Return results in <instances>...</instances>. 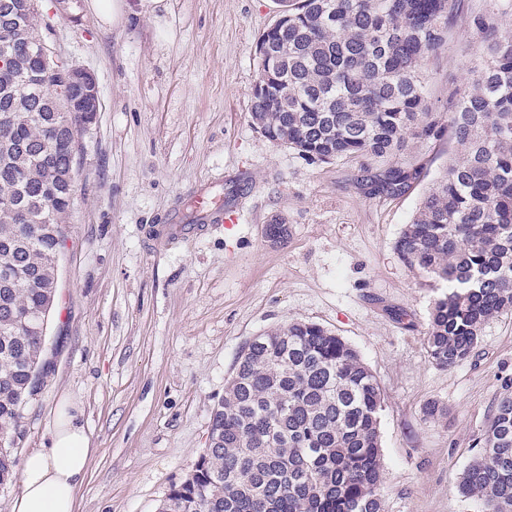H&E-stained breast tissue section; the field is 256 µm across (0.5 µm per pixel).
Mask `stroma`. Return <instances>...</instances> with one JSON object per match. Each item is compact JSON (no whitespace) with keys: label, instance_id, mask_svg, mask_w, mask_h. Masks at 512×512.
Returning <instances> with one entry per match:
<instances>
[{"label":"stroma","instance_id":"35a3bbf8","mask_svg":"<svg viewBox=\"0 0 512 512\" xmlns=\"http://www.w3.org/2000/svg\"><path fill=\"white\" fill-rule=\"evenodd\" d=\"M93 0H41L46 41L91 72L101 109L80 142L47 372L23 407L17 459L48 447L62 397L81 410L93 454L77 512H158L209 446L224 384L250 340L302 320L343 337L385 394L386 512H487L456 487L498 398L512 388V312L485 324L450 369L425 331L444 288L413 274L395 242L448 162L447 140H413L426 176L399 197L368 194L357 160L310 164L250 121L256 44L279 0H125L103 20ZM465 0L426 89L447 109L482 58ZM211 183L236 223L151 246L148 232L190 213ZM276 221L285 241L267 238ZM444 414L430 417L429 403Z\"/></svg>","mask_w":512,"mask_h":512}]
</instances>
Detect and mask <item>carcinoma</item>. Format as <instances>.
Returning a JSON list of instances; mask_svg holds the SVG:
<instances>
[{"mask_svg": "<svg viewBox=\"0 0 512 512\" xmlns=\"http://www.w3.org/2000/svg\"><path fill=\"white\" fill-rule=\"evenodd\" d=\"M33 0H0V489L15 478L21 408L36 391L58 299V254L73 203L74 132L95 113L26 40L47 27ZM258 55L251 121L311 163L367 158L370 195L401 196L422 176L410 139L454 152L395 248L448 283L425 332L451 368L483 325L512 312V31L500 8L470 15L485 55L453 110L433 111L424 71L463 0H281ZM380 381L342 337L290 321L244 348L213 414V443L159 512H385ZM458 491L512 512V392L498 400Z\"/></svg>", "mask_w": 512, "mask_h": 512, "instance_id": "cac0c4a2", "label": "carcinoma"}]
</instances>
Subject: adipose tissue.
Here are the masks:
<instances>
[{
	"mask_svg": "<svg viewBox=\"0 0 512 512\" xmlns=\"http://www.w3.org/2000/svg\"><path fill=\"white\" fill-rule=\"evenodd\" d=\"M90 441L76 404L62 398L49 447L31 451L24 459L21 490L10 512H75L76 494L90 461Z\"/></svg>",
	"mask_w": 512,
	"mask_h": 512,
	"instance_id": "1",
	"label": "adipose tissue"
}]
</instances>
